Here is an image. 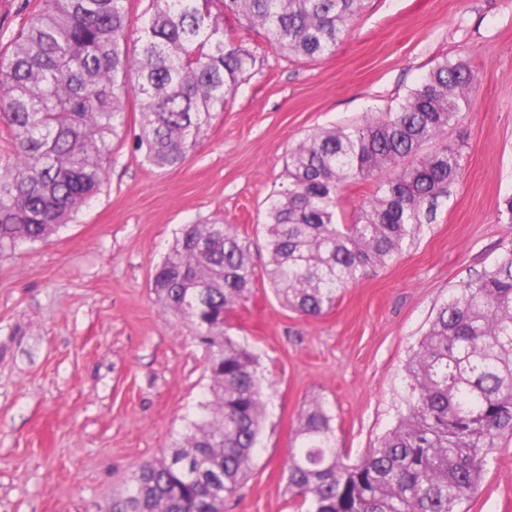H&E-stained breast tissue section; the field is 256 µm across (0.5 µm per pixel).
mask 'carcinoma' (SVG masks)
I'll list each match as a JSON object with an SVG mask.
<instances>
[{"label":"carcinoma","mask_w":512,"mask_h":512,"mask_svg":"<svg viewBox=\"0 0 512 512\" xmlns=\"http://www.w3.org/2000/svg\"><path fill=\"white\" fill-rule=\"evenodd\" d=\"M365 3L152 0L133 30L128 0H44L0 59V123L15 154L0 175V251L47 239L100 193L129 94L137 149L176 167L255 66L238 28L311 60L335 51ZM474 83L467 63L445 58L394 111L292 147L288 184L268 197L264 222L265 276L285 306L322 315L415 239L458 177L460 150L439 141L470 109ZM369 179L355 220L340 221L342 189ZM255 280L238 231L219 222L186 226L156 268L151 288L194 327L211 384L180 439L127 476L110 512H224L251 470L268 386L227 321ZM405 371V411L353 461L323 402L303 407L285 472L305 512H467L487 458L512 442V247L437 309Z\"/></svg>","instance_id":"carcinoma-1"}]
</instances>
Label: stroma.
<instances>
[{"mask_svg":"<svg viewBox=\"0 0 512 512\" xmlns=\"http://www.w3.org/2000/svg\"><path fill=\"white\" fill-rule=\"evenodd\" d=\"M43 0H0V56ZM256 63L185 162L159 169L114 139L101 192L49 239L0 252V512H109L123 479L170 448L210 385L189 325L150 284L188 224L234 225L257 274L230 335L271 382L251 471L224 512H295L284 472L302 406L322 400L350 458L375 445L407 393L405 361L448 295L512 245V0H368L333 54L298 60L256 32ZM476 76L444 136L464 147L431 223L389 266L310 317L265 276L264 202L290 149L320 127L396 108L442 58ZM469 512H512V445L485 466Z\"/></svg>","mask_w":512,"mask_h":512,"instance_id":"1","label":"stroma"}]
</instances>
